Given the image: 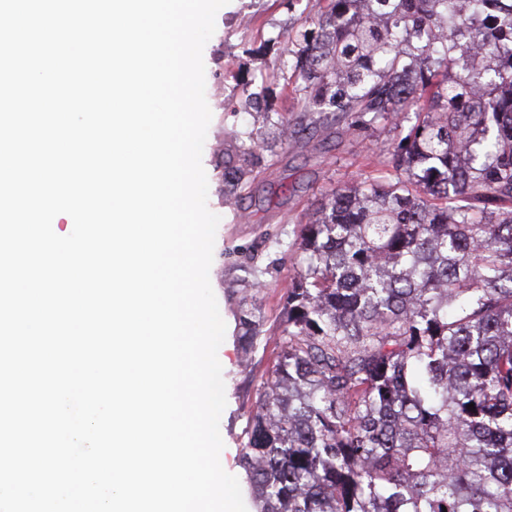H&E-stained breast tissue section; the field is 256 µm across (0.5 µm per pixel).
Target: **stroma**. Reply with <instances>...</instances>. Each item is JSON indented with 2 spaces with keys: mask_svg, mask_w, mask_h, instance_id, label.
<instances>
[{
  "mask_svg": "<svg viewBox=\"0 0 512 512\" xmlns=\"http://www.w3.org/2000/svg\"><path fill=\"white\" fill-rule=\"evenodd\" d=\"M310 0H230L216 15V29L203 50L205 87L212 113L202 153L209 175L207 205L220 218L210 282L226 324L218 349L226 407L220 419L223 468L244 478L242 448L256 407L257 388L271 369L286 318L288 290L300 269L299 234L331 190L382 176L395 179L380 157L393 149L412 125L362 120L346 131L333 117H318L310 136L288 147L247 158L252 178L234 195H223L214 180L213 145L224 143V157L238 161L245 132L263 130V118L246 105L245 91H259L262 75L280 62H292L296 41L310 16ZM223 81H214L216 71ZM236 109L222 111V100ZM255 308L260 338L252 349L240 341L239 303Z\"/></svg>",
  "mask_w": 512,
  "mask_h": 512,
  "instance_id": "obj_1",
  "label": "stroma"
}]
</instances>
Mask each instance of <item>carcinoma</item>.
Here are the masks:
<instances>
[{"instance_id": "carcinoma-1", "label": "carcinoma", "mask_w": 512, "mask_h": 512, "mask_svg": "<svg viewBox=\"0 0 512 512\" xmlns=\"http://www.w3.org/2000/svg\"><path fill=\"white\" fill-rule=\"evenodd\" d=\"M318 2L280 96L349 129L418 119L384 160L400 177L332 190L302 227L242 451L257 512H512V28L491 0ZM264 114L282 144L310 131Z\"/></svg>"}]
</instances>
